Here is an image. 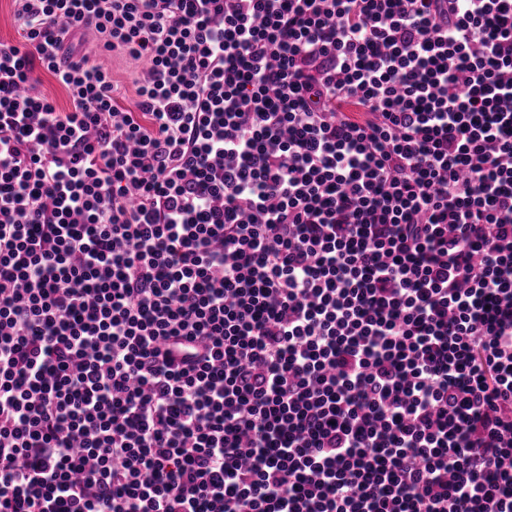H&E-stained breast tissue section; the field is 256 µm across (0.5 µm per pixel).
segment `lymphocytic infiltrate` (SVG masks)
Returning <instances> with one entry per match:
<instances>
[{
    "label": "lymphocytic infiltrate",
    "instance_id": "f902f5d3",
    "mask_svg": "<svg viewBox=\"0 0 512 512\" xmlns=\"http://www.w3.org/2000/svg\"><path fill=\"white\" fill-rule=\"evenodd\" d=\"M15 2L0 512H512V0ZM104 64L112 74V80L122 87L125 98L121 104L126 108H133L136 101L134 81L145 73V65L141 61H134L129 57L114 52L105 59ZM37 75L40 78V83L37 87L38 91L53 100L60 111H67L71 106L67 92L49 73L37 71Z\"/></svg>",
    "mask_w": 512,
    "mask_h": 512
}]
</instances>
